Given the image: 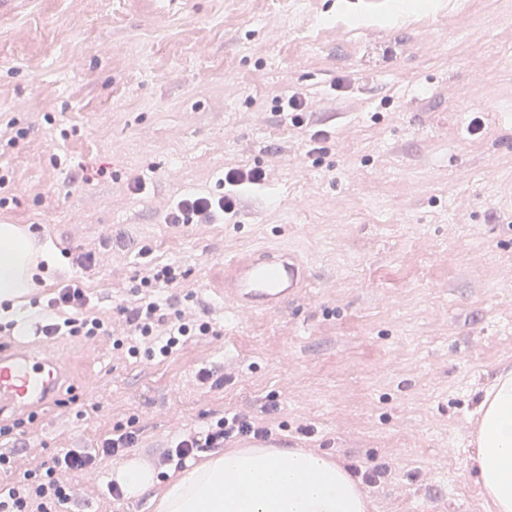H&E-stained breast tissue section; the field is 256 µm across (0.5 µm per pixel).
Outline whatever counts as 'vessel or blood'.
I'll return each instance as SVG.
<instances>
[{"label":"vessel or blood","instance_id":"1","mask_svg":"<svg viewBox=\"0 0 512 512\" xmlns=\"http://www.w3.org/2000/svg\"><path fill=\"white\" fill-rule=\"evenodd\" d=\"M212 286L234 308L271 316L306 292L310 273L296 253L263 247L225 261ZM65 381L53 338L37 351L21 340L0 345V415L51 407Z\"/></svg>","mask_w":512,"mask_h":512}]
</instances>
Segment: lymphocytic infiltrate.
<instances>
[{
  "mask_svg": "<svg viewBox=\"0 0 512 512\" xmlns=\"http://www.w3.org/2000/svg\"><path fill=\"white\" fill-rule=\"evenodd\" d=\"M261 169H232L224 174V193L219 197L189 196L178 200L166 221L170 224H194L209 219L215 213L234 217L237 213V189L244 184H261ZM182 277L177 268L165 265L136 273L131 289L132 297L117 305L116 311L125 324L126 334L116 339L117 347L126 348L129 355L146 359L169 357L181 352L186 344L214 335L210 320L197 318L185 320L179 308L178 296L158 300L155 289L175 285ZM89 296L81 279L73 278L63 283L46 305V324L40 331L45 336H108L112 333V321L108 318L85 315L84 308ZM68 309L69 317L56 321L55 313ZM31 426L30 421L19 420L0 424V473L6 481L0 482V512H62L65 505L73 502L76 492L63 484L58 471L80 472L96 466L105 458L123 457L136 446L139 433L133 426L116 425L102 436L96 448H66L50 457L39 467L14 473V460L23 445L22 438ZM266 428L251 421L250 417L233 414L212 417L204 425L182 433L168 448L153 458L155 471L173 466L184 468L188 458L197 453L223 448L226 441L237 437H266Z\"/></svg>",
  "mask_w": 512,
  "mask_h": 512,
  "instance_id": "obj_1",
  "label": "lymphocytic infiltrate"
}]
</instances>
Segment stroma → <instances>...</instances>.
Here are the masks:
<instances>
[{
	"instance_id": "stroma-1",
	"label": "stroma",
	"mask_w": 512,
	"mask_h": 512,
	"mask_svg": "<svg viewBox=\"0 0 512 512\" xmlns=\"http://www.w3.org/2000/svg\"><path fill=\"white\" fill-rule=\"evenodd\" d=\"M401 2L0 0V119L28 131L0 147V224L92 252L96 311L144 265L179 266L187 315L217 330L151 361L59 337L85 410H42L19 469L132 419L143 463L233 411L288 448L388 464L361 486L370 512H488L472 473L478 405L512 370V0ZM295 91L330 128L310 156L281 110ZM237 166L266 179L233 219L166 223ZM261 246L309 267L273 317L207 289ZM113 465L72 476L74 512H112Z\"/></svg>"
}]
</instances>
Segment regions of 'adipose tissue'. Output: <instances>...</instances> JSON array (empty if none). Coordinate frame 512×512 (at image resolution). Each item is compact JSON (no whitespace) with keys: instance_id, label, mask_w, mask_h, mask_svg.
Masks as SVG:
<instances>
[{"instance_id":"adipose-tissue-1","label":"adipose tissue","mask_w":512,"mask_h":512,"mask_svg":"<svg viewBox=\"0 0 512 512\" xmlns=\"http://www.w3.org/2000/svg\"><path fill=\"white\" fill-rule=\"evenodd\" d=\"M59 267L51 241L0 224V322L23 327L37 279ZM475 480L491 512H512V371L502 373L480 405ZM125 496L149 493L153 469L128 460L112 470ZM355 478L328 455L291 449L233 448L172 473L156 512H367Z\"/></svg>"}]
</instances>
